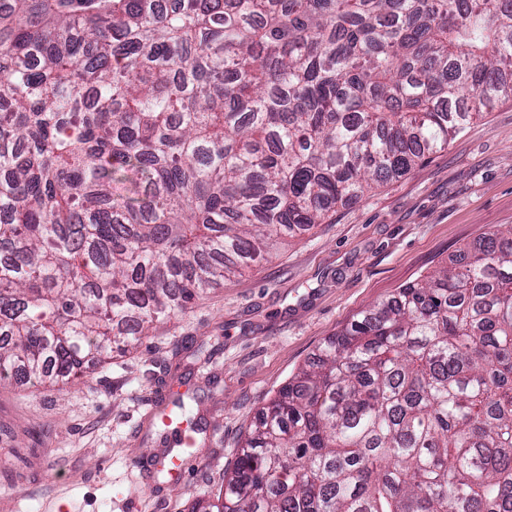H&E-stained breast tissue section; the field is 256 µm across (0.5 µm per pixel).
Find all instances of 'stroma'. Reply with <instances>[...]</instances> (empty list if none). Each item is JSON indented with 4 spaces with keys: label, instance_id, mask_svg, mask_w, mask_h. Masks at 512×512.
<instances>
[{
    "label": "stroma",
    "instance_id": "1",
    "mask_svg": "<svg viewBox=\"0 0 512 512\" xmlns=\"http://www.w3.org/2000/svg\"><path fill=\"white\" fill-rule=\"evenodd\" d=\"M512 225V99L405 176L337 206L276 259L156 322L124 354L88 355L79 383L0 384V512H191L217 495L257 411L370 304ZM207 426L183 483L141 490L161 450L152 396Z\"/></svg>",
    "mask_w": 512,
    "mask_h": 512
}]
</instances>
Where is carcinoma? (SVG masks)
<instances>
[{
    "label": "carcinoma",
    "mask_w": 512,
    "mask_h": 512,
    "mask_svg": "<svg viewBox=\"0 0 512 512\" xmlns=\"http://www.w3.org/2000/svg\"><path fill=\"white\" fill-rule=\"evenodd\" d=\"M512 97V0H9L0 380L69 375ZM194 512H512V228L326 340Z\"/></svg>",
    "instance_id": "cac0c4a2"
}]
</instances>
